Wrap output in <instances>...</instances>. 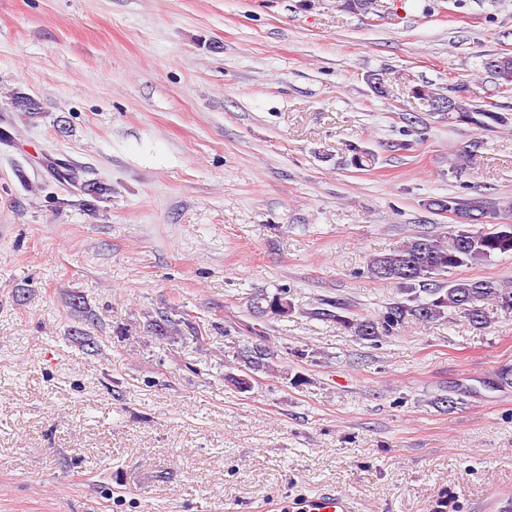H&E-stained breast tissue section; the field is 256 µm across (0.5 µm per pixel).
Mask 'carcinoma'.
I'll list each match as a JSON object with an SVG mask.
<instances>
[{
  "instance_id": "cac0c4a2",
  "label": "carcinoma",
  "mask_w": 512,
  "mask_h": 512,
  "mask_svg": "<svg viewBox=\"0 0 512 512\" xmlns=\"http://www.w3.org/2000/svg\"><path fill=\"white\" fill-rule=\"evenodd\" d=\"M337 4L350 13L362 15L373 14L378 8L376 0H337ZM493 60L496 64L492 67L488 61H483L484 69L500 81V85L512 88V55H497ZM422 88L425 100L432 103L453 97L452 107L438 112L442 119L462 122L486 132L512 125V113L499 111L495 104L475 100L463 85L457 88L450 86L445 92H438L427 84ZM11 106L15 112L29 115H36L41 110L35 98L19 91L13 93ZM484 145L485 141L479 138L470 141L458 155L455 169H464ZM349 152L350 156L345 159L348 167L362 171L370 170L376 164L377 155L369 148L353 145ZM55 177L60 183L74 187L77 194L82 196L83 206L91 210L95 209L97 202L112 193L109 184L83 178L82 172L76 167L58 170ZM430 207L459 217L471 212L488 219L498 216L497 202L485 196L470 199L445 196L431 202ZM509 252H512V224H499L488 232L459 229L450 234L446 243L431 236L417 235L402 246L371 258L367 264L370 277L401 286L403 292L410 294L409 303H393L386 307L380 317L372 319L354 314L343 315L349 310V305L336 300L329 302L328 308L317 312V316L333 318L355 336L371 342L393 334L410 318L435 322L447 318L450 310L463 313L472 327L484 329L489 323L484 303L494 300L501 307L511 310L512 292L486 279L460 278L449 281L445 287L437 283L436 278ZM250 309L255 320L262 322L269 317L288 315L292 311V303L288 299V291L280 289L257 295L252 299ZM246 329L252 334L254 345L237 355V360L242 363L241 374L231 378L233 385L241 392L253 389L258 374L273 371L277 359L273 346L255 325L248 324ZM149 330L162 338L180 332L179 323L163 315L149 322Z\"/></svg>"
}]
</instances>
